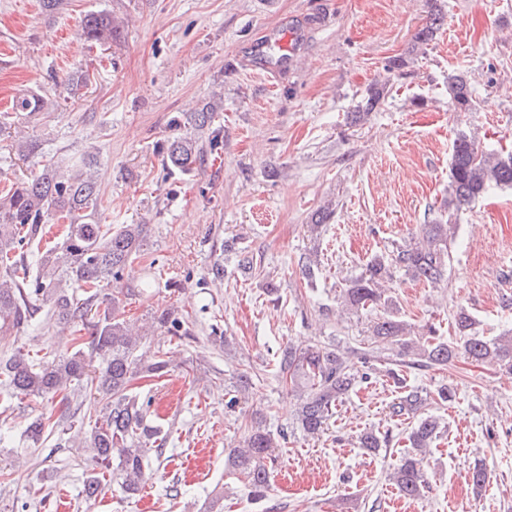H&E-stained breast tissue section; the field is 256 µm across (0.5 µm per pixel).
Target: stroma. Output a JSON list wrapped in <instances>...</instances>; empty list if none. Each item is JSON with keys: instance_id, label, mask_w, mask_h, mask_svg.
Masks as SVG:
<instances>
[{"instance_id": "35a3bbf8", "label": "stroma", "mask_w": 512, "mask_h": 512, "mask_svg": "<svg viewBox=\"0 0 512 512\" xmlns=\"http://www.w3.org/2000/svg\"><path fill=\"white\" fill-rule=\"evenodd\" d=\"M102 9L120 32L108 48L80 35L84 15ZM428 16V0H61L51 13L41 0H0V184L31 178L46 160L63 167L94 157L103 223L147 230L124 273L126 318L144 324L168 308L191 332L168 343L151 336L142 349L150 358L165 346L173 363L133 386L168 433L134 496L82 493L92 462L74 437L90 427L82 409L93 396L65 409L0 395V512H207L218 496L224 512H512V374L467 361L406 372L440 421L429 486L409 501L386 479L412 425L389 412L399 395L392 379L373 374L310 438L296 427L299 395L276 368L289 343L366 346L371 321L388 311L445 339L461 308L478 335L512 332V306H503L512 303V189H492L459 212L448 204L457 132L483 149L512 144V0H445L437 38L411 53ZM270 28L304 33L292 65L258 59L255 44ZM401 55L406 67L388 73V60ZM83 70L84 85L76 81ZM458 70L468 74L475 111L451 105L448 76ZM384 81L390 91L379 111L349 125L367 88ZM33 92L46 101L41 113L13 118V100ZM205 105L222 149L188 174L171 172L169 141L196 137L194 114ZM19 130L38 142V156L17 153ZM324 208L330 219L311 231ZM438 220L456 226L443 284L399 272L390 306L341 313L345 278ZM228 243L246 248L253 267L231 264L214 278ZM309 256L319 262L310 287L300 271ZM269 280L277 296L268 295ZM215 326L228 346L210 341ZM74 346L38 318L0 335V356ZM245 370L252 386L228 407ZM443 386L454 389L452 403L437 399ZM38 415L51 432L35 450L22 432ZM259 416L288 436L273 453L268 495L256 501L224 458ZM365 430L392 441L368 451L357 443ZM477 465L492 473L478 492L467 479ZM37 488L44 503L30 497Z\"/></svg>"}]
</instances>
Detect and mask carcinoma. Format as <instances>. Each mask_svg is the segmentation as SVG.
Listing matches in <instances>:
<instances>
[{
  "instance_id": "carcinoma-1",
  "label": "carcinoma",
  "mask_w": 512,
  "mask_h": 512,
  "mask_svg": "<svg viewBox=\"0 0 512 512\" xmlns=\"http://www.w3.org/2000/svg\"><path fill=\"white\" fill-rule=\"evenodd\" d=\"M429 20L414 35L411 52L425 49L434 39L443 19L437 0H430ZM117 26L109 11L85 15L80 35L90 42L109 45ZM389 93L387 83L369 87L347 116L349 124L363 122L381 108ZM448 95L457 112H471L475 100L467 74L448 76ZM44 107L38 94L22 97L13 104L14 114L30 116ZM200 155L197 141L173 138L166 148V164L181 174L190 172ZM492 186H512V152H488L466 134L453 142L450 196L455 210L465 209L484 196ZM102 198L93 164L87 160L66 176L51 162L29 180L11 182L0 189V331L18 328L33 319L35 303L47 307L46 324L60 332L89 329L87 341L70 352H47L35 359L21 350L0 359V386L12 395L55 398L69 403L82 390L94 392L102 403L99 417L85 437V447L94 452L93 466L109 473V480L92 471L82 493L95 498L105 484L126 494H136L145 483L148 451L166 446L168 436L152 424L148 404L132 392L136 379L159 377L170 366L163 348L146 360L139 354L143 337L135 334L121 308L122 275L125 267L140 256L146 227L123 224L117 229L99 223ZM64 225L62 241H45L54 226ZM451 225L435 222L421 228V241L396 248L389 255L368 260L363 271L347 281L341 295L344 306L357 313L385 299V285L395 271L432 285L445 280L450 262L448 235ZM36 275H30L26 248L38 247ZM156 328L178 338L190 335L174 312L164 309L154 317ZM475 321L464 309L453 319L455 338L445 341L428 329V341L414 348L404 321L388 314L370 327L361 359L368 371L359 375L352 357L354 350L317 344L284 346L277 356L279 375L289 379L302 394L297 427L306 437L321 435L339 402L349 394L357 379L366 380L379 364L395 385L403 389L393 403L394 417H418L408 436L411 451L389 474V480L405 499L416 500L428 484L423 460L430 454L439 421L422 413L426 399L407 388L398 367L421 370L470 360L512 371V336L488 338L474 332ZM45 418H33L26 430L32 445L46 439ZM388 436L373 431L360 435L363 448L388 446ZM277 447L276 436L258 422L248 429L243 446L233 448L224 459L227 467L246 478L256 498L270 488L267 459Z\"/></svg>"
}]
</instances>
